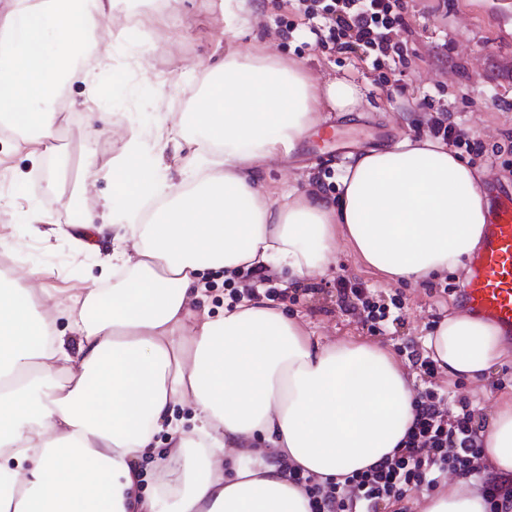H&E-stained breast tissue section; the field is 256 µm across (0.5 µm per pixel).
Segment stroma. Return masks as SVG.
Segmentation results:
<instances>
[{
  "label": "stroma",
  "mask_w": 512,
  "mask_h": 512,
  "mask_svg": "<svg viewBox=\"0 0 512 512\" xmlns=\"http://www.w3.org/2000/svg\"><path fill=\"white\" fill-rule=\"evenodd\" d=\"M405 17V26L393 32L402 61L376 66L324 49L285 0H248L231 26L224 0H115L98 32L95 82L69 83L71 109L60 114L52 145L0 134V239L24 256L14 278L38 270L39 281L62 303L106 287L100 271L112 250L80 245L75 224L82 213L119 205L112 193L113 157L126 151L135 133L150 143L166 141L228 52L298 62L319 81L358 92L352 111L320 109L291 152L259 161L269 198L314 188L336 198L352 155L429 138L439 119L482 146L479 156L456 150L472 165L480 189L512 185V0H405ZM94 112L106 113L104 128L91 121ZM30 211L37 212L38 224L21 222ZM340 277L356 284L360 297L341 298ZM466 277L445 270L423 284L394 281L365 265L340 235L326 274L293 285L287 272L244 268L212 278L193 311L215 315L245 290L262 291L323 341L385 346L408 367L415 393L430 389L450 405L468 402L482 422L512 398V347L486 383L420 369L429 356L427 336L442 318L459 312L457 291ZM366 300L383 307L385 318L368 319Z\"/></svg>",
  "instance_id": "1"
}]
</instances>
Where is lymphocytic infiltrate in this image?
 <instances>
[{
    "label": "lymphocytic infiltrate",
    "instance_id": "lymphocytic-infiltrate-1",
    "mask_svg": "<svg viewBox=\"0 0 512 512\" xmlns=\"http://www.w3.org/2000/svg\"><path fill=\"white\" fill-rule=\"evenodd\" d=\"M305 19L321 18L319 40L338 53L363 51L374 61L398 57L392 31L404 23L401 0H297ZM482 451L480 427L467 406L447 411L434 392L417 401L404 446L391 458L341 482L319 484L303 472L290 478L307 492L312 512H378L380 502L402 501L407 493L433 490L440 472L469 474Z\"/></svg>",
    "mask_w": 512,
    "mask_h": 512
}]
</instances>
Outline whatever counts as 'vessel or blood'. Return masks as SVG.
<instances>
[{"label":"vessel or blood","mask_w":512,"mask_h":512,"mask_svg":"<svg viewBox=\"0 0 512 512\" xmlns=\"http://www.w3.org/2000/svg\"><path fill=\"white\" fill-rule=\"evenodd\" d=\"M488 203L489 220L472 256L461 301L469 312L512 338V190H493Z\"/></svg>","instance_id":"obj_1"}]
</instances>
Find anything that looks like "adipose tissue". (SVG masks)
<instances>
[{
	"label": "adipose tissue",
	"mask_w": 512,
	"mask_h": 512,
	"mask_svg": "<svg viewBox=\"0 0 512 512\" xmlns=\"http://www.w3.org/2000/svg\"><path fill=\"white\" fill-rule=\"evenodd\" d=\"M112 7L12 0L0 12V120L56 137L41 102L78 74L83 35ZM356 101L354 88L314 85L302 65L227 53L180 129L196 146L191 184L168 181L163 155L136 140L112 165L121 206L81 218L87 238L112 240L111 288L57 307L48 291L0 280V512H156L162 498L174 512H310L290 469L342 479L401 447L414 391L386 349L323 344L259 293L186 328L205 271L272 266L301 282L326 273L340 235L395 280L464 267L487 214L473 169L440 141L354 157L334 202L263 194L258 160L293 150L320 104L345 112ZM426 347L448 376L478 383L504 354L498 328L467 314L444 318ZM180 404L197 421L188 438ZM162 431L173 453L146 502L136 461ZM482 440L503 506L458 477L425 512H512V400Z\"/></svg>",
	"instance_id": "adipose-tissue-1"
}]
</instances>
